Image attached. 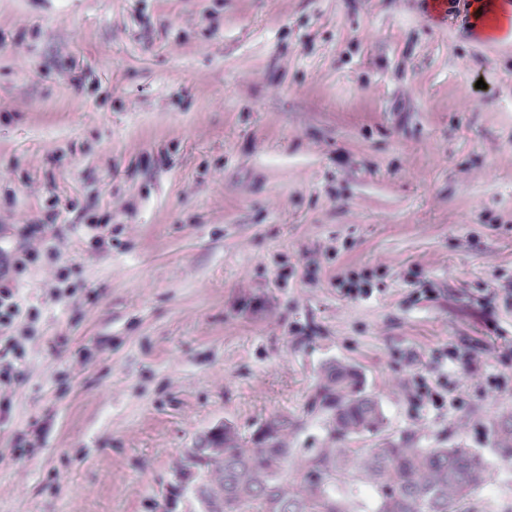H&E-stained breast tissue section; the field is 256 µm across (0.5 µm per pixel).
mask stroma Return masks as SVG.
<instances>
[{"label": "stroma", "mask_w": 512, "mask_h": 512, "mask_svg": "<svg viewBox=\"0 0 512 512\" xmlns=\"http://www.w3.org/2000/svg\"><path fill=\"white\" fill-rule=\"evenodd\" d=\"M0 35V512H194L225 426L320 446L331 361L386 437L484 459L460 512H512V42L417 0H0ZM3 271L0 266V332L10 329L13 323L21 317L22 309L17 301L14 288L8 284L7 273L9 262L4 261ZM495 447L501 458L512 461V414H502L494 423Z\"/></svg>", "instance_id": "1"}]
</instances>
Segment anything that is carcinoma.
<instances>
[{"instance_id":"carcinoma-1","label":"carcinoma","mask_w":512,"mask_h":512,"mask_svg":"<svg viewBox=\"0 0 512 512\" xmlns=\"http://www.w3.org/2000/svg\"><path fill=\"white\" fill-rule=\"evenodd\" d=\"M308 414L326 431L321 448H290L301 421L275 415L249 446L227 428L213 454L201 452L179 471L181 491L197 512H360L357 485L372 487L371 512H455L485 481L478 454L467 448H416L407 439L349 448L353 435L377 434L384 413L361 373L339 361L325 364ZM495 447L512 461V414L494 423ZM298 460V476L288 458Z\"/></svg>"}]
</instances>
